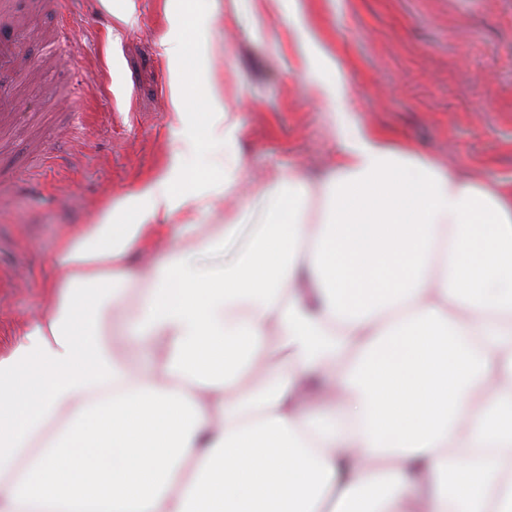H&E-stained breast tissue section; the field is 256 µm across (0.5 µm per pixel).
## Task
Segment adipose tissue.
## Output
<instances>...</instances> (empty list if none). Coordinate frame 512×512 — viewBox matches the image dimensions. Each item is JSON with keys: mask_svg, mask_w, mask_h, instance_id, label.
Returning a JSON list of instances; mask_svg holds the SVG:
<instances>
[{"mask_svg": "<svg viewBox=\"0 0 512 512\" xmlns=\"http://www.w3.org/2000/svg\"><path fill=\"white\" fill-rule=\"evenodd\" d=\"M167 17L180 137L60 240L52 310L0 358V512H512V192L342 126L320 182L289 171L257 222L245 205L193 236L247 180L243 127L221 84L184 87L209 48L195 0ZM320 66L314 91L346 111L349 76ZM173 223L128 322L132 373L100 323ZM181 237V231L172 229L168 233L164 234L161 243L152 245L146 250H140L139 264L140 268L151 261H159L164 258L167 244L170 240L178 242Z\"/></svg>", "mask_w": 512, "mask_h": 512, "instance_id": "adipose-tissue-1", "label": "adipose tissue"}]
</instances>
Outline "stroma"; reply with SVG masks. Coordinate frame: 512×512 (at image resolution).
Masks as SVG:
<instances>
[{
	"mask_svg": "<svg viewBox=\"0 0 512 512\" xmlns=\"http://www.w3.org/2000/svg\"><path fill=\"white\" fill-rule=\"evenodd\" d=\"M211 18L213 76L224 108L242 123L252 215L267 203L257 187L299 167L324 174L337 144L333 125L386 134L461 175L512 185V0H302L312 40L297 44L287 6L248 9L198 0ZM167 0H70L64 15L38 18L66 32L83 102L49 101L42 85L23 90L19 114L89 113L75 139L50 149L31 186L0 201V356H8L45 295L57 243L77 235L104 203L138 189L169 159L177 132L169 112L170 70L160 44ZM324 46L351 77L350 109L330 114L312 100L306 57Z\"/></svg>",
	"mask_w": 512,
	"mask_h": 512,
	"instance_id": "obj_1",
	"label": "stroma"
}]
</instances>
